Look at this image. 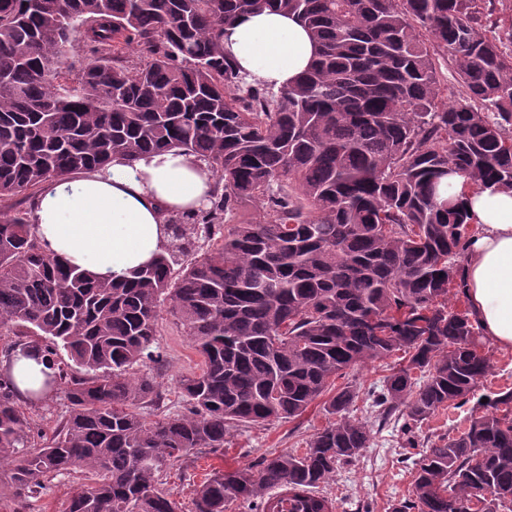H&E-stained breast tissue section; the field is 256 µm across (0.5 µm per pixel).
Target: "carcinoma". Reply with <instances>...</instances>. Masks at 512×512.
<instances>
[{"label": "carcinoma", "instance_id": "1", "mask_svg": "<svg viewBox=\"0 0 512 512\" xmlns=\"http://www.w3.org/2000/svg\"><path fill=\"white\" fill-rule=\"evenodd\" d=\"M274 9L316 43L294 85L250 83L224 55V27ZM495 0H0V331L53 366L22 395L0 373V483L25 502L79 473L66 512H182L160 474L224 449L233 425L295 419L332 382L396 351L377 415L412 428L466 405L491 370L462 291L474 232L464 202L440 197L448 171L512 189V28ZM133 48L147 58H130ZM456 67L466 103L442 99L435 56ZM179 149L215 188L171 215L157 260L96 280L45 253L34 196L50 179ZM250 204L260 222L233 223ZM203 359L181 376L184 410L149 420L163 394L150 365L161 306ZM60 389L68 417L41 445L19 401ZM358 389L300 454L213 471L194 512L260 501L263 512H333L318 489L369 447L351 415ZM414 462L392 512H512V392Z\"/></svg>", "mask_w": 512, "mask_h": 512}]
</instances>
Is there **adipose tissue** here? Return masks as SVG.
Masks as SVG:
<instances>
[{
  "label": "adipose tissue",
  "mask_w": 512,
  "mask_h": 512,
  "mask_svg": "<svg viewBox=\"0 0 512 512\" xmlns=\"http://www.w3.org/2000/svg\"><path fill=\"white\" fill-rule=\"evenodd\" d=\"M224 51L249 81L280 90L296 82L314 58L310 32L266 9L224 30ZM449 172L441 196H466L477 232L465 258L470 316L495 347L512 351V190L470 189ZM213 176L203 161L178 151L154 152L134 163L113 161L78 177L45 182L32 214L43 249L98 279L121 280L166 247V218L198 208Z\"/></svg>",
  "instance_id": "1"
}]
</instances>
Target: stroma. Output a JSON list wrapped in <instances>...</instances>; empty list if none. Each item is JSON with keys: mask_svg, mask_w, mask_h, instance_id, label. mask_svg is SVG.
<instances>
[{"mask_svg": "<svg viewBox=\"0 0 512 512\" xmlns=\"http://www.w3.org/2000/svg\"><path fill=\"white\" fill-rule=\"evenodd\" d=\"M158 330L157 344L163 359L156 371L168 397L167 407L176 411L180 405L175 382L200 371L201 358L169 312H162ZM468 414V407L450 406L412 429L405 428L404 416L394 414L386 424L375 426L369 448L356 462L340 468L335 481L321 487V494L332 500L335 512H390L392 504L409 495L411 469L420 450L429 447L438 436L461 433ZM329 421L325 402L319 399L291 420L231 428L223 454H211L170 469L162 481L166 489L177 493L185 512H190L194 487L212 470L231 471L250 466L271 452L303 450L310 436ZM79 484L76 476L55 478L40 500L28 503L19 501L9 486L1 485L0 512H63Z\"/></svg>", "mask_w": 512, "mask_h": 512, "instance_id": "obj_1", "label": "stroma"}]
</instances>
